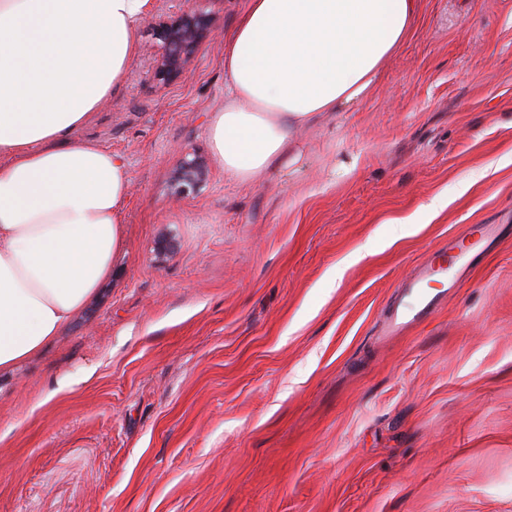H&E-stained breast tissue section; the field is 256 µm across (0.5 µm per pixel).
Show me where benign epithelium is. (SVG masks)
<instances>
[{
    "instance_id": "benign-epithelium-1",
    "label": "benign epithelium",
    "mask_w": 512,
    "mask_h": 512,
    "mask_svg": "<svg viewBox=\"0 0 512 512\" xmlns=\"http://www.w3.org/2000/svg\"><path fill=\"white\" fill-rule=\"evenodd\" d=\"M214 31L211 14L195 7L181 9L161 21L156 28L160 41L156 74L161 79L172 81L179 77L199 47ZM206 173L205 161L197 156L184 159L175 170V197L180 198L189 189L199 185Z\"/></svg>"
}]
</instances>
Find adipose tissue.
<instances>
[{
  "label": "adipose tissue",
  "instance_id": "adipose-tissue-1",
  "mask_svg": "<svg viewBox=\"0 0 512 512\" xmlns=\"http://www.w3.org/2000/svg\"><path fill=\"white\" fill-rule=\"evenodd\" d=\"M149 0H0V372L60 335L123 244L125 158L74 134L128 77ZM417 0H247L208 129L250 182L320 113L358 102L408 38Z\"/></svg>",
  "mask_w": 512,
  "mask_h": 512
}]
</instances>
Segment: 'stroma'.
Returning a JSON list of instances; mask_svg holds the SVG:
<instances>
[{
    "mask_svg": "<svg viewBox=\"0 0 512 512\" xmlns=\"http://www.w3.org/2000/svg\"><path fill=\"white\" fill-rule=\"evenodd\" d=\"M184 5L151 0L79 132L129 166L125 242L0 374V512H512V0H418L366 95L249 183L208 141L245 0H197L218 33L166 82L156 27ZM190 153L208 172L178 200ZM452 239L469 277L387 335L401 281Z\"/></svg>",
    "mask_w": 512,
    "mask_h": 512,
    "instance_id": "stroma-1",
    "label": "stroma"
}]
</instances>
